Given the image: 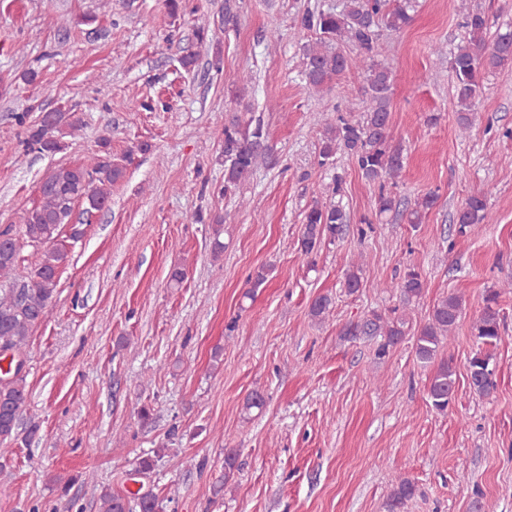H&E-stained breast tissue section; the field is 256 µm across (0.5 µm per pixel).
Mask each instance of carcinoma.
<instances>
[{"mask_svg":"<svg viewBox=\"0 0 512 512\" xmlns=\"http://www.w3.org/2000/svg\"><path fill=\"white\" fill-rule=\"evenodd\" d=\"M413 0H343L342 5L327 10H306L299 19L310 39L302 46L303 77L308 87L321 94L337 77L354 71L362 79L360 87L365 97V109L358 119L339 112L322 114L323 134L318 152V164H332L341 152L351 157L362 178L378 185L375 200L377 213L395 212L401 202L386 192V183L394 181L404 169L403 148L392 143L390 112L392 71L375 61L382 29L400 31L413 16ZM463 27L468 37L459 43L448 59L454 76L456 121L466 130L475 121V106L486 73L512 71V29L496 32L486 41L489 18L476 8L467 13ZM25 150L40 154H55L62 149L57 134L62 128L75 129V113L61 109L45 114L41 120L26 123ZM264 133L261 123H242L238 116L224 123V193L234 192L244 184L264 158ZM125 166L112 161L111 143L101 139L99 154L88 166H61L51 170L39 185L40 202L23 217L21 230L0 231V350H9L20 361V367L7 377L0 376V444L14 440L29 399L24 366L26 347L32 330L41 324L47 308L57 293L59 270L68 261L65 244L59 241L61 228L68 224L74 204L85 198L87 211L104 210L112 199V184L124 176ZM436 197L427 194L407 212L408 222L418 224L423 212L430 209ZM489 219L487 192L472 191L457 210L454 223L458 232L471 224H483ZM350 217L340 205H312L305 213L299 238L300 250L312 254L325 239L342 236ZM44 248L39 263L21 281L9 285L3 279L16 272L24 247ZM397 288L401 302L407 304L424 288L421 274L408 269ZM500 291L490 289L484 297V307L474 324L475 336L482 348L468 361L470 387L479 395L491 393L495 387L492 356L483 347L495 346L501 338ZM372 313L343 329L350 338L381 336L384 343L376 352L381 358L389 347L406 337V320L396 315ZM462 300L457 295L442 298L421 329L415 341V354L422 363L432 362L445 341L451 340L461 318ZM456 372L448 362H441L434 374L429 398L432 405L445 410L455 389ZM414 485L400 481L394 490L390 509L396 510L413 496ZM99 512H163L162 502L151 492L138 493L133 499L101 491Z\"/></svg>","mask_w":512,"mask_h":512,"instance_id":"carcinoma-1","label":"carcinoma"}]
</instances>
